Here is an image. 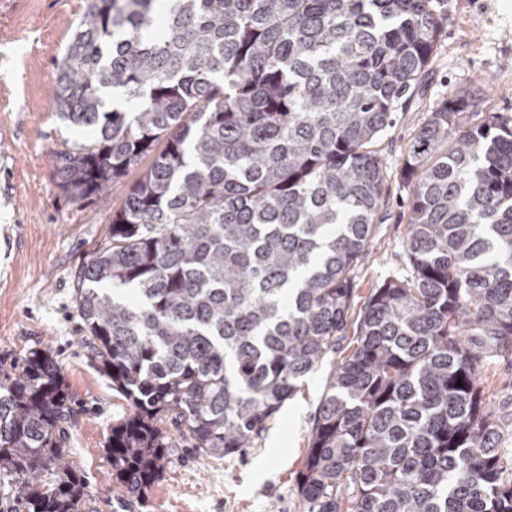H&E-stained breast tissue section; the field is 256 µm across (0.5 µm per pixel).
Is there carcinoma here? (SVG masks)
<instances>
[{
    "label": "carcinoma",
    "mask_w": 512,
    "mask_h": 512,
    "mask_svg": "<svg viewBox=\"0 0 512 512\" xmlns=\"http://www.w3.org/2000/svg\"><path fill=\"white\" fill-rule=\"evenodd\" d=\"M87 0L53 150L83 209L151 155L76 289L82 337L130 407L107 456L147 494L171 443L250 448L346 333L385 205L372 149L448 26L443 0ZM412 274L373 289L330 368L297 476L308 512H512L482 369L512 358V116L452 91L412 137ZM45 347L0 361V483L25 512H92Z\"/></svg>",
    "instance_id": "obj_1"
}]
</instances>
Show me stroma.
<instances>
[{"label": "stroma", "mask_w": 512, "mask_h": 512, "mask_svg": "<svg viewBox=\"0 0 512 512\" xmlns=\"http://www.w3.org/2000/svg\"><path fill=\"white\" fill-rule=\"evenodd\" d=\"M444 5L448 26L420 84L374 144L387 167L385 220L353 275L354 320L372 288L409 273L401 169L415 129L452 90L483 96L493 111L512 116V0ZM85 15V0H0V358L20 359L34 346L56 356L75 398L66 446L87 477L95 512H307L297 474L329 367L353 348L349 335L303 379L253 447L212 457L176 434L163 474L147 495L128 494L112 476L104 448L129 406L81 341L76 277L106 241L129 182L114 183L96 203L78 209L60 197L51 156L63 140L81 137L58 118L54 97L57 64ZM483 386L501 428L500 445L512 453V359L487 363Z\"/></svg>", "instance_id": "35a3bbf8"}]
</instances>
